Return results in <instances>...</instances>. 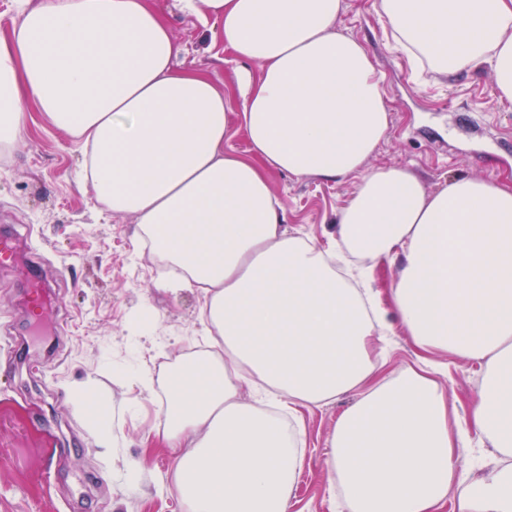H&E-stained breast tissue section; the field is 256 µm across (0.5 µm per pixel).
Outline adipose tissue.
Wrapping results in <instances>:
<instances>
[{"label":"adipose tissue","mask_w":512,"mask_h":512,"mask_svg":"<svg viewBox=\"0 0 512 512\" xmlns=\"http://www.w3.org/2000/svg\"><path fill=\"white\" fill-rule=\"evenodd\" d=\"M0 33V150L33 113L76 140L81 178L132 218L177 288L197 289L216 350L165 376L174 488L187 512H288L304 469L301 411L357 394L327 439L348 512H512V179L429 191L403 167H370L391 126L365 47L336 26L342 0H177L257 64L232 108L183 52L152 0H15ZM396 41L438 73L489 65L512 103V0H380ZM250 157L224 147L230 117ZM358 176L325 244L289 232L270 175ZM396 265L387 290L381 264ZM415 366L389 375L394 325ZM437 353L480 362L458 421ZM273 387L295 420L244 399ZM492 453L462 463L470 434Z\"/></svg>","instance_id":"ef3b65f1"}]
</instances>
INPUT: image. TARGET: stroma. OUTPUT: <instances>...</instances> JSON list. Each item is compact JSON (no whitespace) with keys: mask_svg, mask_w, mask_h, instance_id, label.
<instances>
[{"mask_svg":"<svg viewBox=\"0 0 512 512\" xmlns=\"http://www.w3.org/2000/svg\"><path fill=\"white\" fill-rule=\"evenodd\" d=\"M342 3L337 26L365 46L391 111L372 165L409 168L430 190L462 177H511L512 108L500 104L490 68L454 77L422 71L389 48L378 0ZM154 4L185 49L178 66L207 72L237 101L245 65L218 31L179 12L175 0ZM78 164L74 141L41 119L0 154V235L16 234L21 256L0 270V512H185L173 486L175 458L153 445L167 424L163 389L144 390L136 375L204 355L202 301L164 285L150 250L134 241L132 218L103 211L80 184ZM272 182L289 229L321 244L357 180L276 172ZM33 270L54 294L42 320L24 307ZM444 361L448 395L467 417L483 372L450 354ZM89 380L111 400L107 448L74 398ZM356 398L348 392L303 410L305 467L288 512H338L326 437ZM52 452L66 463L47 478L38 458Z\"/></svg>","mask_w":512,"mask_h":512,"instance_id":"stroma-1","label":"stroma"}]
</instances>
